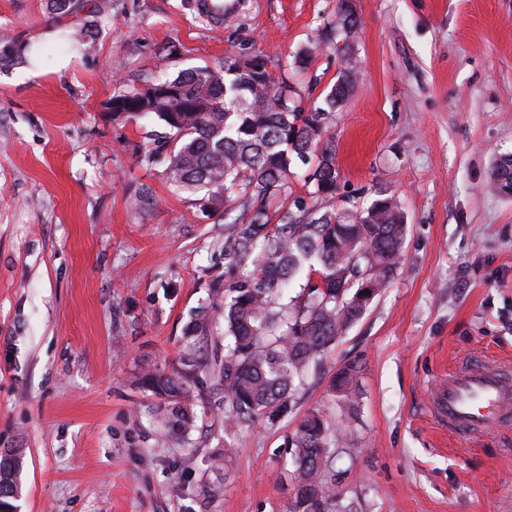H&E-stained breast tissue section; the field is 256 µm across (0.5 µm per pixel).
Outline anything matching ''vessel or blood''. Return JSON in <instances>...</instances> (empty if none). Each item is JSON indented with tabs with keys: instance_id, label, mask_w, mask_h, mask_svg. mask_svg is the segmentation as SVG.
Wrapping results in <instances>:
<instances>
[{
	"instance_id": "1",
	"label": "vessel or blood",
	"mask_w": 512,
	"mask_h": 512,
	"mask_svg": "<svg viewBox=\"0 0 512 512\" xmlns=\"http://www.w3.org/2000/svg\"><path fill=\"white\" fill-rule=\"evenodd\" d=\"M430 406L449 431L478 440L512 426V379L497 364L463 365L436 384Z\"/></svg>"
}]
</instances>
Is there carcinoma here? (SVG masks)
<instances>
[{"instance_id":"carcinoma-1","label":"carcinoma","mask_w":512,"mask_h":512,"mask_svg":"<svg viewBox=\"0 0 512 512\" xmlns=\"http://www.w3.org/2000/svg\"><path fill=\"white\" fill-rule=\"evenodd\" d=\"M358 20L349 0H338L336 31L354 36ZM264 54L224 62L219 70L198 68L145 89L112 97V116L152 117L173 132L168 170L178 191L202 194L206 208L237 210L224 237V436L288 413V402L306 382L323 354L363 316L352 301L364 274L384 287L396 271L406 237L404 210L387 190H375L367 206H324L336 198L339 169L330 128L336 105L354 84L353 67L343 68L325 97L309 111L301 97L283 96ZM307 166L306 195L287 196L291 164ZM493 189L512 188V159L497 163ZM277 204L276 223L270 206ZM309 269L302 292L281 302V290ZM214 320L211 307L192 318L187 335L204 336ZM185 371L142 372L138 383L173 404L168 432L182 438L194 428L191 352ZM359 367H340L330 382L344 418L331 423L310 411L291 436L294 448L292 512H356L329 479L336 447L348 446L356 411ZM10 484L0 486L7 501L18 491V460L0 455Z\"/></svg>"}]
</instances>
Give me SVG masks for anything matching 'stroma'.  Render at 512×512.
Returning a JSON list of instances; mask_svg holds the SVG:
<instances>
[{
    "label": "stroma",
    "mask_w": 512,
    "mask_h": 512,
    "mask_svg": "<svg viewBox=\"0 0 512 512\" xmlns=\"http://www.w3.org/2000/svg\"><path fill=\"white\" fill-rule=\"evenodd\" d=\"M0 0V453L22 462L17 512H288L289 440L335 417L340 366L360 367L336 490L358 512H512V429L475 444L442 430L430 389L466 360L512 368V0H240L215 27L199 0ZM309 49L305 65L294 57ZM262 52L308 104L352 57L331 134L337 198L395 195L408 232L364 316L269 425L246 426L225 470L224 321L195 340L196 429L139 385L181 370L185 327L224 277L223 213L176 192L168 130L113 118V96ZM153 150L148 165L141 154ZM349 1L350 0H338L336 7V32H342L345 38L354 36L358 28V20Z\"/></svg>",
    "instance_id": "stroma-1"
}]
</instances>
